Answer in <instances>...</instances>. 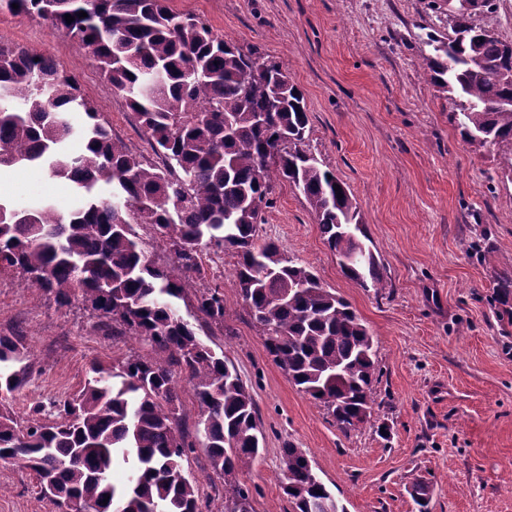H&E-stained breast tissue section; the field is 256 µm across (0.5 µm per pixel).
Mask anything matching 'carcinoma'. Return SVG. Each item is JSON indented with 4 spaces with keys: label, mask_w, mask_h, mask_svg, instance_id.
<instances>
[{
    "label": "carcinoma",
    "mask_w": 512,
    "mask_h": 512,
    "mask_svg": "<svg viewBox=\"0 0 512 512\" xmlns=\"http://www.w3.org/2000/svg\"><path fill=\"white\" fill-rule=\"evenodd\" d=\"M15 4L90 53L163 166L144 163L112 136L76 76L49 57L0 47V171L41 167L70 182L79 199L65 214L49 202L23 211L0 197V273H21L61 307L82 300L105 318L103 327L118 325L154 351L108 366L93 360L78 394L53 402L52 421L23 425L0 409V460L32 471L61 512L75 504L115 512L116 502L122 512H199L197 481L182 461L201 446L224 476V512H254L250 487L237 479L260 455L254 398L180 317V277L201 273L205 248L234 253L235 287L263 327L272 361L348 434L371 417L373 336L314 272L260 241L258 225L275 181L287 180L342 273L379 292L386 281L365 243L360 207L310 152L303 94L279 63L243 52L167 0H0V9ZM451 29L450 40L427 34L425 74L455 98L464 143L511 148L500 165L512 177V54L470 12L452 16ZM134 224L153 226L174 268L152 260ZM196 302L204 319L224 322L220 289H205ZM34 366L21 331L0 334V406L28 384ZM178 370L198 403V442L184 428ZM306 458L290 444L282 449L293 512H346ZM118 460L129 466L123 485L111 479Z\"/></svg>",
    "instance_id": "1"
}]
</instances>
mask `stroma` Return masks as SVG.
Returning <instances> with one entry per match:
<instances>
[{
	"label": "stroma",
	"instance_id": "35a3bbf8",
	"mask_svg": "<svg viewBox=\"0 0 512 512\" xmlns=\"http://www.w3.org/2000/svg\"><path fill=\"white\" fill-rule=\"evenodd\" d=\"M432 0H168L213 33L278 62L302 91L309 149L346 183L388 281L382 291L347 279L306 203L277 182L260 240L310 267L347 299L373 335L376 379L370 424L343 434L323 405L300 392L268 355L263 328L233 282L236 258L203 251L177 307L200 340L225 355L251 387L264 435L239 473L254 512H292L281 450L301 448L347 512H418L411 485L430 487L428 512H512V181L501 146L475 153L459 135L446 93L423 72L427 32L448 37L447 8ZM0 46L51 57L74 74L112 133L158 163L122 96L77 45L36 15L0 11ZM0 196L20 205H78L43 170L0 174ZM224 294L223 325L203 321L196 297ZM22 331L37 359L28 386L6 403L18 419H50L49 404L81 389L88 363L152 355L149 343L113 335L76 301L55 304L0 274V331ZM200 485L203 512H224V480L204 448L183 461ZM0 512H56L35 475L0 461Z\"/></svg>",
	"mask_w": 512,
	"mask_h": 512
}]
</instances>
